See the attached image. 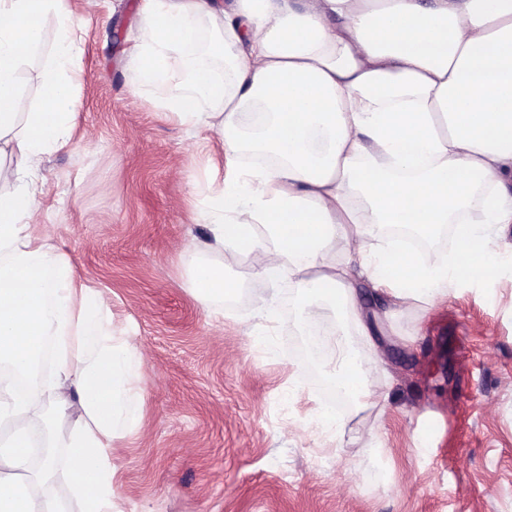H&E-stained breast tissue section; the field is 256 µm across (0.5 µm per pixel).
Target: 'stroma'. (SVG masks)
Here are the masks:
<instances>
[{
	"label": "stroma",
	"mask_w": 512,
	"mask_h": 512,
	"mask_svg": "<svg viewBox=\"0 0 512 512\" xmlns=\"http://www.w3.org/2000/svg\"><path fill=\"white\" fill-rule=\"evenodd\" d=\"M141 0H70L82 43L72 142L43 156L40 229L98 288L140 359L143 417L108 452L119 512H512V267L430 305L381 314L379 390L322 433L323 393L292 349L295 282L249 274L211 315L184 283L207 238L193 187L224 178L221 145L158 105L127 67ZM21 74L37 101L55 47ZM275 309L276 320L265 312Z\"/></svg>",
	"instance_id": "obj_1"
}]
</instances>
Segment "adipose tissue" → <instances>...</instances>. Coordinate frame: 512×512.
<instances>
[{
    "label": "adipose tissue",
    "instance_id": "1",
    "mask_svg": "<svg viewBox=\"0 0 512 512\" xmlns=\"http://www.w3.org/2000/svg\"><path fill=\"white\" fill-rule=\"evenodd\" d=\"M60 21L37 111L20 109L19 76L42 46L44 20ZM80 36L68 0H0V512H61L33 485L52 477L67 449L72 512H117L105 456L141 416L142 373L112 336L97 289L71 258L39 238L44 153L67 146L77 99ZM180 64H172L173 55ZM137 82L164 90L161 107L224 148L221 183L197 186L213 251H245L254 275L282 274L308 289L305 331L326 311L342 317L321 347L328 373L357 405L376 388L348 330L368 336L360 285L393 306L429 303L462 278L485 279L504 256L497 232L512 227V0H142L127 62ZM455 227L448 259L407 251L365 255L367 226H403L429 240ZM191 288L224 308L238 283L203 265ZM94 337L95 353L78 347ZM54 370L42 379L45 359ZM70 401L68 429L44 409ZM48 456L30 465V450Z\"/></svg>",
    "mask_w": 512,
    "mask_h": 512
}]
</instances>
